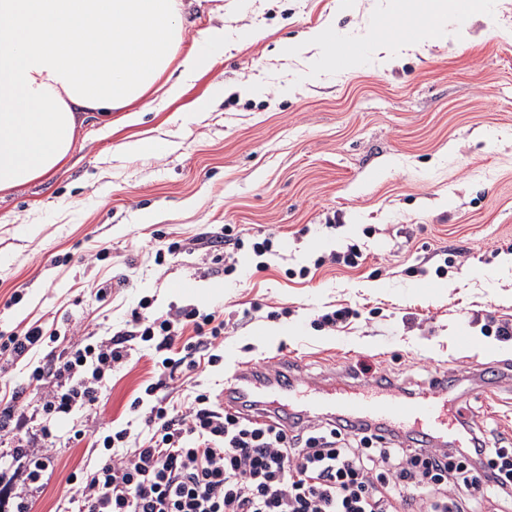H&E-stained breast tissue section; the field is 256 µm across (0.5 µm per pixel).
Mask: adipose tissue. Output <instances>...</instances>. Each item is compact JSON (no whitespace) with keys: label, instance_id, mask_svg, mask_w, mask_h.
<instances>
[{"label":"adipose tissue","instance_id":"adipose-tissue-1","mask_svg":"<svg viewBox=\"0 0 512 512\" xmlns=\"http://www.w3.org/2000/svg\"><path fill=\"white\" fill-rule=\"evenodd\" d=\"M459 0H427L433 25L420 47L464 41ZM182 0H0V193L46 177L70 158L86 113L123 111L170 66L180 75L167 94L179 99L188 80L224 52L225 30L210 26L185 39Z\"/></svg>","mask_w":512,"mask_h":512}]
</instances>
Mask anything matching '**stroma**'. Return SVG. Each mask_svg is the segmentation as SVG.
Returning <instances> with one entry per match:
<instances>
[{
	"label": "stroma",
	"mask_w": 512,
	"mask_h": 512,
	"mask_svg": "<svg viewBox=\"0 0 512 512\" xmlns=\"http://www.w3.org/2000/svg\"><path fill=\"white\" fill-rule=\"evenodd\" d=\"M354 2L344 12L338 0H184L188 33L221 24L234 48L177 101L150 94L138 125L105 131L88 118L61 168L0 193V336L71 322L92 342L144 297L158 315L221 310L231 321L202 386L283 359L312 387L363 364L417 393L452 373L451 408L490 447L512 445V357L489 328L512 321V0L470 18L465 45L423 50L374 29L377 0ZM253 24L267 37L238 40ZM327 24L357 39L358 60L289 58L285 41ZM385 54L391 65L378 69ZM201 99L208 111H196ZM150 139L157 150H124ZM225 224L244 242L230 274L208 258ZM270 232L278 245L259 271L249 243ZM173 238L182 253L156 262ZM350 244L359 267L329 262ZM104 280L119 286L101 298L92 285ZM341 307L360 315L317 327ZM76 338L49 348L66 353ZM154 375L153 352L133 351L92 417L125 428ZM69 427L41 436L51 466L40 481L16 478L29 512H55L70 474L96 461L90 441L64 442Z\"/></svg>",
	"instance_id": "stroma-1"
}]
</instances>
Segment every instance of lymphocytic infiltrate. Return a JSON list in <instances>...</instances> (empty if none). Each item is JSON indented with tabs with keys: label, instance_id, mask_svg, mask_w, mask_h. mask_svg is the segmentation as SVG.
<instances>
[{
	"label": "lymphocytic infiltrate",
	"instance_id": "1",
	"mask_svg": "<svg viewBox=\"0 0 512 512\" xmlns=\"http://www.w3.org/2000/svg\"><path fill=\"white\" fill-rule=\"evenodd\" d=\"M149 306L140 300L128 329L45 361L27 391L0 400V440L12 445L0 456L1 479L28 461L49 468L36 438L21 436L29 410L40 412L46 435L58 415L92 410L137 339L161 356L130 405L134 414L150 408L142 430L99 436L106 457L85 478L69 476L58 512H476L484 499L512 498V450L488 447L465 419L457 446L414 448L367 420L295 413L287 425L260 422L216 406L207 391L173 402L176 376L216 362L224 320L188 306L155 316Z\"/></svg>",
	"mask_w": 512,
	"mask_h": 512
}]
</instances>
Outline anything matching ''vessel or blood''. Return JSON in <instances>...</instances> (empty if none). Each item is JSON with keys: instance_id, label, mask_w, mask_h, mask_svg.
Listing matches in <instances>:
<instances>
[{"instance_id": "b4317fda", "label": "vessel or blood", "mask_w": 512, "mask_h": 512, "mask_svg": "<svg viewBox=\"0 0 512 512\" xmlns=\"http://www.w3.org/2000/svg\"><path fill=\"white\" fill-rule=\"evenodd\" d=\"M373 25L399 40L411 39L416 33L412 20L407 19L380 15ZM253 400L285 409L299 406L314 414L388 422L409 428L418 444L425 447L447 445L451 431L447 400L430 391L399 398L386 392L384 386L368 383L359 391L339 388L328 392H303L284 371L275 377L259 369L236 370L225 375L224 388L219 395L221 406L232 410Z\"/></svg>"}]
</instances>
